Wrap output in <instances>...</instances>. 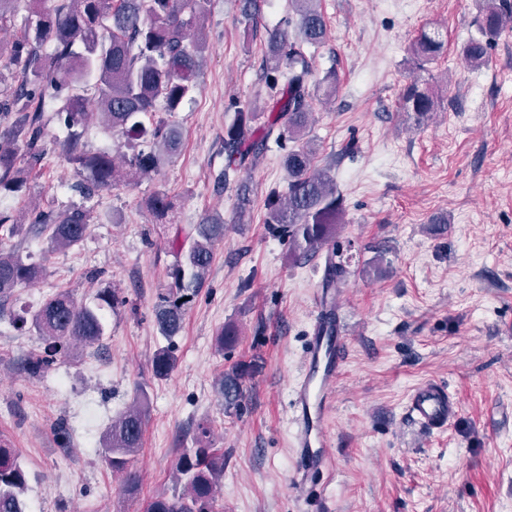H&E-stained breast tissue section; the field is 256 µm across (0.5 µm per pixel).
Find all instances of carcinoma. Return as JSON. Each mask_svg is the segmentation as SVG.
Segmentation results:
<instances>
[{"instance_id": "obj_1", "label": "carcinoma", "mask_w": 512, "mask_h": 512, "mask_svg": "<svg viewBox=\"0 0 512 512\" xmlns=\"http://www.w3.org/2000/svg\"><path fill=\"white\" fill-rule=\"evenodd\" d=\"M295 14L294 31L275 28L268 32L265 82L274 89L264 111L270 113L265 128L254 122L257 112L235 110L224 127V177L242 169L248 159L268 148L271 137L300 139L308 126L312 95L310 73L301 46H319L326 36V20L320 0H290ZM19 0H0V32L16 27ZM33 7L20 34L9 42L0 40V195L27 188L29 174L45 154L46 107L56 105L54 118L66 128L60 142L61 155L79 177L77 188L91 198L118 182L112 155L91 153L82 142L88 104L95 105L106 125L133 141L151 143L123 157L126 176L156 172L180 148L177 131L159 112H177L197 90L196 77L207 39L201 23L203 0H60L52 8ZM477 24L484 35L496 36L512 28V0H485ZM52 52H43L45 45ZM445 42L439 29L424 26L411 45L413 57L429 63L440 55ZM488 43L470 40L462 54L472 64L487 57ZM288 65V79L278 84L276 73ZM93 96H87L88 89ZM401 108L414 114L418 123L428 119L436 100L428 82L416 77L400 97ZM287 187L272 190L266 198L265 223L277 224L288 236L295 257L325 253L323 287L333 288L345 273L329 246L336 236L342 212L340 197L328 169L314 164V151L301 143L283 160ZM237 214L244 220L252 205V190L245 182L236 188ZM172 204L164 194L154 196L149 208L166 219ZM90 210L73 207L63 213L34 208L28 224H14L0 213V236L12 237L20 230L45 237L50 250L80 245L91 223ZM187 250L177 249L170 270L168 293L159 296L155 318L160 334L175 336L188 305L205 284L214 247L224 239V217L206 215L200 223L180 228ZM44 272L42 264L27 262L12 251L0 249V311L12 301L17 288L31 284ZM124 304L118 293L102 288L92 305L78 304L67 292L45 299L31 318L22 323L42 337L44 347L27 360L33 373L56 364L69 345L92 346L106 336L103 311ZM239 330L227 324L218 332L219 351L238 341ZM175 365L168 348L152 359L154 377L164 379ZM256 370L251 362H240L217 383L227 409L239 407L246 378ZM149 397L139 388L136 403L112 420L103 436L105 462L114 471L127 472L124 490H138V480L129 471L140 448ZM210 426H197L194 447L183 449L175 466L174 480L180 491L152 498L145 512H215V491L224 476V450L213 447ZM27 473L11 445L0 438V512H25L22 494Z\"/></svg>"}]
</instances>
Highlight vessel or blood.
<instances>
[{
    "label": "vessel or blood",
    "mask_w": 512,
    "mask_h": 512,
    "mask_svg": "<svg viewBox=\"0 0 512 512\" xmlns=\"http://www.w3.org/2000/svg\"><path fill=\"white\" fill-rule=\"evenodd\" d=\"M343 325L332 308H324L313 325L309 350L293 388L297 430L295 446L302 472L322 470L329 457L325 414L344 359ZM407 415L425 431L447 429L459 405L446 388L428 381L419 385L407 402Z\"/></svg>",
    "instance_id": "vessel-or-blood-1"
}]
</instances>
